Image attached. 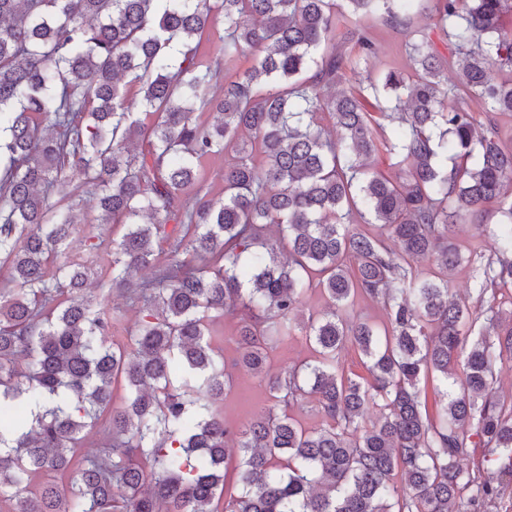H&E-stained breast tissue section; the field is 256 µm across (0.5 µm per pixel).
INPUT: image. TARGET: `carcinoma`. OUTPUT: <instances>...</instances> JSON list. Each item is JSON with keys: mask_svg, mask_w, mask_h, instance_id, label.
<instances>
[{"mask_svg": "<svg viewBox=\"0 0 512 512\" xmlns=\"http://www.w3.org/2000/svg\"><path fill=\"white\" fill-rule=\"evenodd\" d=\"M345 2L0 0V512H491L496 475L461 461L473 430L512 473V414L494 396L512 311L484 303L512 287V148L495 122L512 114V77L497 76L512 69V0H432L450 54L410 28L411 73L359 90L339 46L376 47L352 16L404 25L413 0ZM219 21L224 58L253 62L213 98L199 52ZM459 91L487 106L485 121L448 107ZM382 149L404 176L371 167ZM220 153L215 198L202 164ZM76 180L97 216L50 201ZM490 203L500 222L477 225L493 245L472 304L413 263L455 268L451 225ZM354 212L375 229L348 223ZM312 288L329 305L302 321ZM114 290L141 303L128 345L112 342ZM357 295L382 304L383 328L350 318ZM479 316L487 335L468 347ZM221 317L237 320L231 364L214 344ZM297 331L312 359L268 376L269 337ZM350 347L366 375L340 371ZM237 372L286 406L313 399L322 425L270 411L227 426ZM428 372L449 386L433 411ZM101 422L106 451L85 445ZM231 453L240 495L221 511Z\"/></svg>", "mask_w": 512, "mask_h": 512, "instance_id": "1", "label": "carcinoma"}]
</instances>
